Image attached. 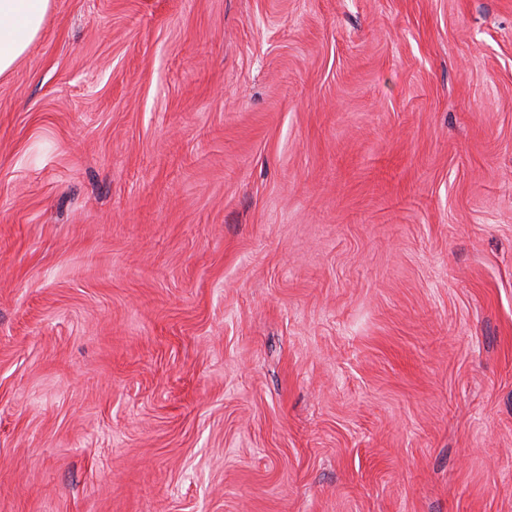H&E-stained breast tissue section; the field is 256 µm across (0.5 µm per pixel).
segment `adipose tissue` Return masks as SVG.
<instances>
[{"mask_svg": "<svg viewBox=\"0 0 512 512\" xmlns=\"http://www.w3.org/2000/svg\"><path fill=\"white\" fill-rule=\"evenodd\" d=\"M50 0H0V75L26 53L42 29Z\"/></svg>", "mask_w": 512, "mask_h": 512, "instance_id": "adipose-tissue-1", "label": "adipose tissue"}]
</instances>
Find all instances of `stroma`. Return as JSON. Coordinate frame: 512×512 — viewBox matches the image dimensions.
I'll use <instances>...</instances> for the list:
<instances>
[{
    "instance_id": "35a3bbf8",
    "label": "stroma",
    "mask_w": 512,
    "mask_h": 512,
    "mask_svg": "<svg viewBox=\"0 0 512 512\" xmlns=\"http://www.w3.org/2000/svg\"><path fill=\"white\" fill-rule=\"evenodd\" d=\"M0 512H512V0H51Z\"/></svg>"
}]
</instances>
